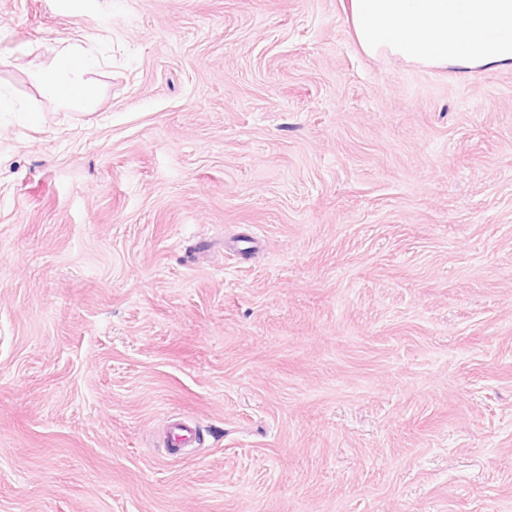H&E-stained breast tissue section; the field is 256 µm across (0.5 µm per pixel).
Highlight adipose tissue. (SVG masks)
Returning a JSON list of instances; mask_svg holds the SVG:
<instances>
[{
	"label": "adipose tissue",
	"instance_id": "obj_1",
	"mask_svg": "<svg viewBox=\"0 0 512 512\" xmlns=\"http://www.w3.org/2000/svg\"><path fill=\"white\" fill-rule=\"evenodd\" d=\"M348 10L369 56L436 70H512V0H348ZM92 43L78 36L33 72L41 95L58 108L93 105L99 60Z\"/></svg>",
	"mask_w": 512,
	"mask_h": 512
}]
</instances>
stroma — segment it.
Wrapping results in <instances>:
<instances>
[{
  "label": "stroma",
  "mask_w": 512,
  "mask_h": 512,
  "mask_svg": "<svg viewBox=\"0 0 512 512\" xmlns=\"http://www.w3.org/2000/svg\"><path fill=\"white\" fill-rule=\"evenodd\" d=\"M345 3L0 0V512H512V70ZM94 38L79 35L55 49L51 64L34 71L31 76L41 95L65 110H84L95 101L97 86L94 76L99 60L92 49Z\"/></svg>",
  "instance_id": "stroma-1"
}]
</instances>
